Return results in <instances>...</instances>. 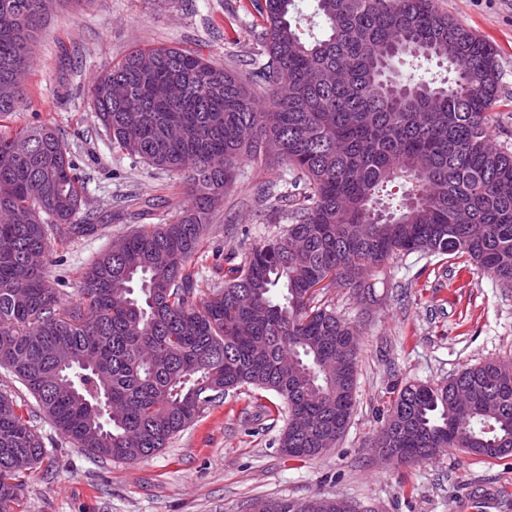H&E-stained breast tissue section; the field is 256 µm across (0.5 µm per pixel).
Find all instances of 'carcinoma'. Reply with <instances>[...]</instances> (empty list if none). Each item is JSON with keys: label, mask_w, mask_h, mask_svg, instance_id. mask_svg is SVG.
Returning <instances> with one entry per match:
<instances>
[{"label": "carcinoma", "mask_w": 512, "mask_h": 512, "mask_svg": "<svg viewBox=\"0 0 512 512\" xmlns=\"http://www.w3.org/2000/svg\"><path fill=\"white\" fill-rule=\"evenodd\" d=\"M263 20L254 69L242 76L178 47L135 49L90 92L112 146L158 170L184 171L192 207L146 224L121 253L82 273L84 305L47 288L51 234L94 230L79 168L50 120L4 129L21 103L13 72L30 67L46 0H0V368L34 397L55 429L99 458L133 462L162 450L211 403L253 386L288 410L279 447L318 456L345 432L356 405L354 326L319 303L344 281L399 253L466 254L512 288V152L497 147L487 111L499 99L497 52L434 0H316L326 36L307 42L296 0H250ZM437 60L450 77L396 82L394 62ZM179 75L170 103L160 79ZM278 183L256 188L269 223L285 229L248 248L222 285L201 287L191 261L205 224L235 183L241 158L268 162ZM153 203L126 193L109 220L142 221ZM286 290L282 298L274 289ZM396 465L437 448L487 460L512 455V376L490 360L445 383L407 384L378 432ZM41 434L14 395L0 392V512L44 458ZM270 512H350L321 493L270 499Z\"/></svg>", "instance_id": "obj_1"}]
</instances>
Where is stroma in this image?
I'll list each match as a JSON object with an SVG mask.
<instances>
[{
  "mask_svg": "<svg viewBox=\"0 0 512 512\" xmlns=\"http://www.w3.org/2000/svg\"><path fill=\"white\" fill-rule=\"evenodd\" d=\"M436 2L496 48L500 100L488 133L512 151V0ZM260 29L249 0H61L37 34L25 76L37 108H20L12 123H55L85 177L88 210L133 191L159 198L151 223L167 221L191 203L187 184L114 151L89 87L136 47L197 50L216 65L248 72ZM282 173L275 164L241 160L236 183L205 227L208 251L193 261L200 282L214 280L216 256L242 261L246 247L275 232L254 188ZM136 227L112 222L72 242L53 241L46 282L65 307L82 305L84 269ZM366 280L368 304L336 285L322 292L360 334L357 403L335 448L316 458L285 455L278 438L287 416L274 412L273 392L253 387L229 391L167 448L135 462L95 457L38 416L47 454L22 479V512H244L257 499L301 501L317 492L343 498L357 512H512V456L484 461L457 451L395 466L371 446L405 384L441 383L484 360L512 362V289L458 255H397Z\"/></svg>",
  "mask_w": 512,
  "mask_h": 512,
  "instance_id": "stroma-1",
  "label": "stroma"
}]
</instances>
